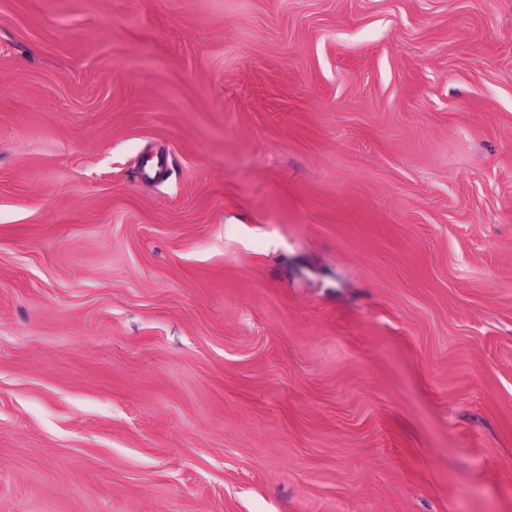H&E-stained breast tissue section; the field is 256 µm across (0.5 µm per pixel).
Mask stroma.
<instances>
[{
    "label": "stroma",
    "mask_w": 512,
    "mask_h": 512,
    "mask_svg": "<svg viewBox=\"0 0 512 512\" xmlns=\"http://www.w3.org/2000/svg\"><path fill=\"white\" fill-rule=\"evenodd\" d=\"M0 512H512V0H0Z\"/></svg>",
    "instance_id": "obj_1"
}]
</instances>
